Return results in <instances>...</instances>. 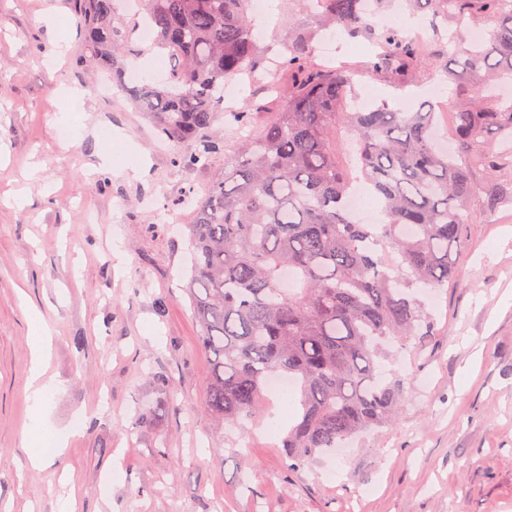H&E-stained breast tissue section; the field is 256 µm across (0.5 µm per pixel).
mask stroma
Returning a JSON list of instances; mask_svg holds the SVG:
<instances>
[{"instance_id": "1", "label": "stroma", "mask_w": 512, "mask_h": 512, "mask_svg": "<svg viewBox=\"0 0 512 512\" xmlns=\"http://www.w3.org/2000/svg\"><path fill=\"white\" fill-rule=\"evenodd\" d=\"M49 12L60 21L53 34L40 23ZM310 22L277 0L274 24L254 34L274 56L289 26ZM58 37L69 49L55 61ZM323 45L312 44L316 61L354 69L374 102L415 110L434 90L445 112L463 102L445 80L447 49L402 88L370 69L379 47ZM82 50L71 0H0V512H58L72 493L80 512H512V209L469 225L465 249L451 255L464 286L421 295L436 324L422 352L399 353L395 421L354 440L347 459L289 471L280 396L266 395L241 427L207 413L210 358L184 291L179 227L193 219L192 199L223 179L233 135L221 132L206 166L176 164L184 144L124 88L91 89ZM64 87L85 96L65 105ZM102 148L108 174L91 170ZM34 308L57 331L47 421L62 431L82 422L37 470L24 447ZM147 405L155 418L134 427Z\"/></svg>"}]
</instances>
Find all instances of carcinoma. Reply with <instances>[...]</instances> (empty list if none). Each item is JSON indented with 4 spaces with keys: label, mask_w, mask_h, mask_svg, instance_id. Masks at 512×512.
I'll use <instances>...</instances> for the list:
<instances>
[{
    "label": "carcinoma",
    "mask_w": 512,
    "mask_h": 512,
    "mask_svg": "<svg viewBox=\"0 0 512 512\" xmlns=\"http://www.w3.org/2000/svg\"><path fill=\"white\" fill-rule=\"evenodd\" d=\"M83 32L80 63L125 83L137 54L135 23L117 0H73ZM367 0H317L314 20L288 32L281 78L266 89L279 111L259 133L239 138L224 162V179L208 186L185 225L190 276L185 287L200 339L213 356L206 412L241 426L262 411L267 379L295 384L300 408L282 440L291 468L301 470L342 442L388 424L402 384L387 378L386 346L428 336L434 320L422 288L461 285L449 261L464 246L468 224L512 203V103L493 92L512 82V7L503 0H404L434 5L455 29L464 84L485 71L466 106L453 112L455 152L435 144L432 108L408 111L383 102L350 104L355 73L317 65L311 45L334 29L350 41L383 48L395 78L410 77L421 43L377 26ZM140 18L171 63L168 81L133 90L141 112L157 115L161 132L185 144L180 160L206 163L219 140L202 138L215 122L243 129L248 108L224 109V83L267 72L250 0H139ZM494 26L476 43L464 30L478 19ZM486 173L477 180L474 171ZM366 187L379 221L356 219L347 201ZM482 210L474 209L475 201Z\"/></svg>",
    "instance_id": "1"
}]
</instances>
